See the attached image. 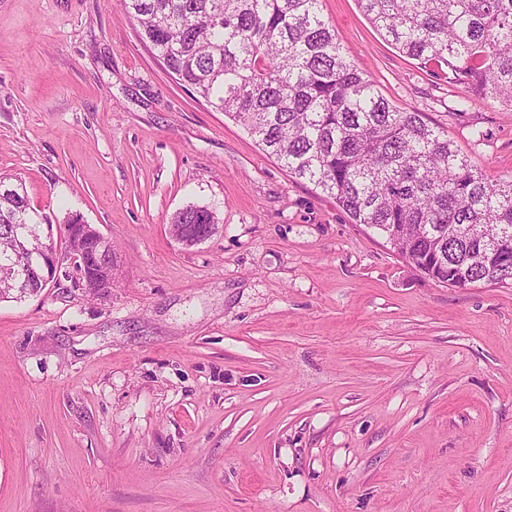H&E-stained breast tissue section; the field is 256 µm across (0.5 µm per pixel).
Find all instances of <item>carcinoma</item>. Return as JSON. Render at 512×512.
Returning <instances> with one entry per match:
<instances>
[{
	"label": "carcinoma",
	"mask_w": 512,
	"mask_h": 512,
	"mask_svg": "<svg viewBox=\"0 0 512 512\" xmlns=\"http://www.w3.org/2000/svg\"><path fill=\"white\" fill-rule=\"evenodd\" d=\"M183 85L240 123L261 149L376 229L415 269L453 288L512 280V179H489L423 113L398 109L351 64L321 0H118ZM400 53L443 64L512 111V0H357ZM208 209L176 224H205ZM40 224L0 177V298L31 257L10 227ZM88 279L114 273L73 228Z\"/></svg>",
	"instance_id": "obj_1"
}]
</instances>
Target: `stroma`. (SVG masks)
Instances as JSON below:
<instances>
[{"label": "stroma", "instance_id": "1", "mask_svg": "<svg viewBox=\"0 0 512 512\" xmlns=\"http://www.w3.org/2000/svg\"><path fill=\"white\" fill-rule=\"evenodd\" d=\"M351 62L489 179L512 112L322 0ZM470 97L466 111L457 103ZM0 176L65 239L0 299V512H512V285L448 288L168 72L117 0H0ZM189 204L217 229L186 247ZM70 233L67 235L69 244L70 240L72 239V243L74 246L79 247L81 250L85 252V259L87 261V270L85 271V274L87 272L88 279L95 281L100 286H102L101 290L108 292L109 290H112V285L114 284V273L113 270L107 271V269H104L101 265H98V262L95 260L93 256V248H94V242L87 241V238H82L78 235L79 229L77 227L72 229H69Z\"/></svg>", "mask_w": 512, "mask_h": 512}]
</instances>
